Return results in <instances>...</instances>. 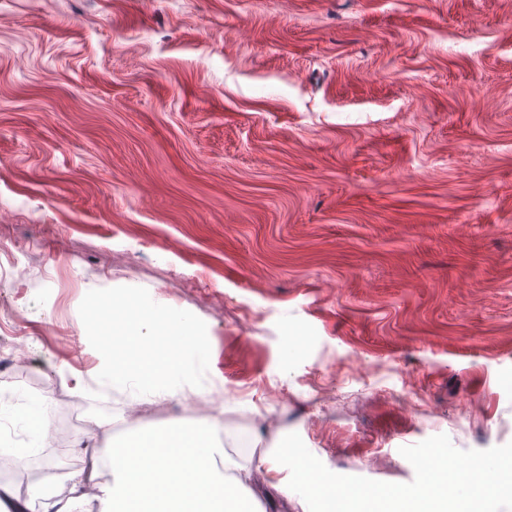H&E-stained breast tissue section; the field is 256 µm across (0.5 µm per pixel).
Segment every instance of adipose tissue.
Listing matches in <instances>:
<instances>
[{"label":"adipose tissue","mask_w":512,"mask_h":512,"mask_svg":"<svg viewBox=\"0 0 512 512\" xmlns=\"http://www.w3.org/2000/svg\"><path fill=\"white\" fill-rule=\"evenodd\" d=\"M105 331L94 330L84 310L74 316L76 327L97 360L87 373L70 372L66 378L84 402L94 401L98 392L113 400L129 399L141 403L168 401L184 404L190 398L208 401L213 394L199 376L207 369L210 349L197 334L192 318L180 311L158 312L154 303L146 301L134 312L123 313L120 306ZM125 338L130 349L172 337L175 343L164 371L151 365L117 358L103 344L105 336ZM54 400L37 402L30 396L8 388H0V495L14 496L23 474L17 467L18 454L41 445L46 417H60ZM154 448L153 488L164 491L175 470L205 473L208 494L200 500L197 512H224L231 495L240 494L243 475L259 465L266 472L280 474L282 465L271 455L254 457L242 452V440L229 430L221 416H211L205 426H190L182 418H174L169 431L161 435L143 436L138 425H130L125 445ZM68 446L83 460L81 468L69 473L65 488L46 482L34 486L26 502L28 512H124L121 492H133L137 482L119 457L102 463L101 454L90 436L70 435Z\"/></svg>","instance_id":"ef3b65f1"}]
</instances>
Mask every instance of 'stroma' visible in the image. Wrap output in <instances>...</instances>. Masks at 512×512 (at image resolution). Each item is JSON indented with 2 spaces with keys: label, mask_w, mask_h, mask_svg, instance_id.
I'll use <instances>...</instances> for the list:
<instances>
[{
  "label": "stroma",
  "mask_w": 512,
  "mask_h": 512,
  "mask_svg": "<svg viewBox=\"0 0 512 512\" xmlns=\"http://www.w3.org/2000/svg\"><path fill=\"white\" fill-rule=\"evenodd\" d=\"M0 262L37 349L0 387L143 293L256 453L404 484L512 442V0H0ZM239 505L304 512L263 469Z\"/></svg>",
  "instance_id": "stroma-1"
}]
</instances>
